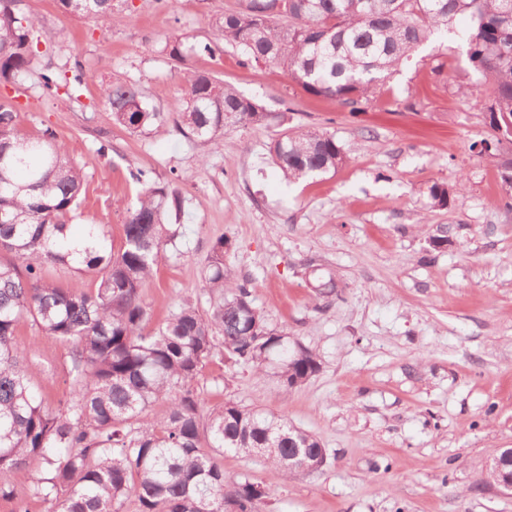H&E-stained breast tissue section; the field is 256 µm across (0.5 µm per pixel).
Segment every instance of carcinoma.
<instances>
[{
    "label": "carcinoma",
    "instance_id": "obj_1",
    "mask_svg": "<svg viewBox=\"0 0 512 512\" xmlns=\"http://www.w3.org/2000/svg\"><path fill=\"white\" fill-rule=\"evenodd\" d=\"M21 2L0 0V85L36 73L44 91L79 99L85 66L77 57L54 62L61 33L36 28ZM55 4L105 27L130 20L112 0ZM460 15L471 19L468 59L487 102L491 135L481 151H498L512 145V0H238L214 13L211 26L242 65L277 67L307 94L359 112L415 48ZM166 47L176 58L211 50L180 38ZM183 83L177 127L190 142L217 147L224 126L268 117L209 72L189 71ZM100 101L132 133L161 119L134 82L101 85ZM270 153L289 181L334 171L346 158L334 136L303 127L285 130ZM134 177L143 187L125 208L120 246L106 224L73 236L67 221L80 205L82 167L53 132L28 134L17 113L0 106V253L12 255L0 260V471L50 504L48 512H125L129 503L135 512H261L270 486L224 476V455L258 454L276 478L297 472L291 459L322 469L327 449L284 417L230 400L203 415L194 381L219 355L260 375L274 366L288 393L316 375L318 356L266 324L248 283L225 269L231 244L222 238L202 272L208 307L187 296L150 327L142 288L179 236L171 218L184 205L182 177ZM47 264L71 267L74 279H46ZM22 323L68 347V392L55 407L31 385L30 350L16 341ZM158 402L166 409L154 415Z\"/></svg>",
    "mask_w": 512,
    "mask_h": 512
}]
</instances>
